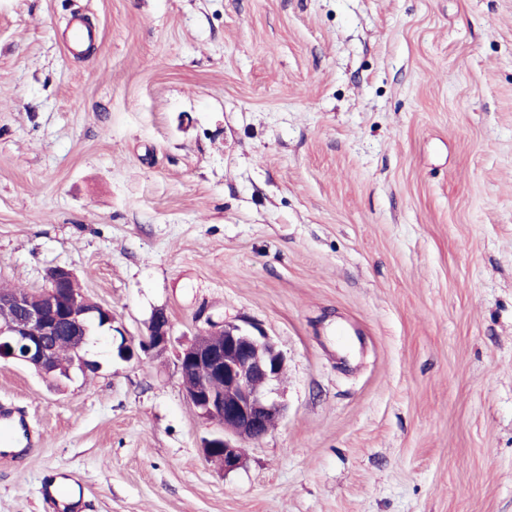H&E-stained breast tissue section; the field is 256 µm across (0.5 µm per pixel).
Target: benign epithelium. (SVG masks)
Here are the masks:
<instances>
[{
  "instance_id": "7a95c632",
  "label": "benign epithelium",
  "mask_w": 512,
  "mask_h": 512,
  "mask_svg": "<svg viewBox=\"0 0 512 512\" xmlns=\"http://www.w3.org/2000/svg\"><path fill=\"white\" fill-rule=\"evenodd\" d=\"M75 279L72 269L53 267L45 293L34 303L19 293L0 294V305H12L16 315L0 323V361H14L32 367L49 377L55 363L50 337L65 330L75 345L78 366L91 319L105 318L113 323L112 310L101 305L94 310L82 308L61 287ZM222 341L215 343L198 334L177 354L181 377H197V385L185 390V396L206 421H215L220 431L203 440V456L229 473L241 467L242 447L258 442L269 433V423L284 415L285 406L277 398V384L287 367L285 354L260 327H242L227 323L220 328ZM172 323L163 311L152 316L146 336L135 340L123 336L112 339V355L130 362L141 356L167 350Z\"/></svg>"
}]
</instances>
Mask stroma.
Listing matches in <instances>:
<instances>
[{
	"instance_id": "obj_1",
	"label": "stroma",
	"mask_w": 512,
	"mask_h": 512,
	"mask_svg": "<svg viewBox=\"0 0 512 512\" xmlns=\"http://www.w3.org/2000/svg\"><path fill=\"white\" fill-rule=\"evenodd\" d=\"M56 265L171 348L0 363V512L55 470L89 512H512V0H0V289ZM211 322L288 360L230 473L175 358ZM70 35L66 39V49L69 55L77 57L84 55L85 46L95 39V34L89 28H85L79 17H74L70 22ZM19 436L23 437L26 445L28 443L27 420L9 410L0 409V444L3 447L0 455L3 457L14 455L18 450L9 451V448Z\"/></svg>"
}]
</instances>
